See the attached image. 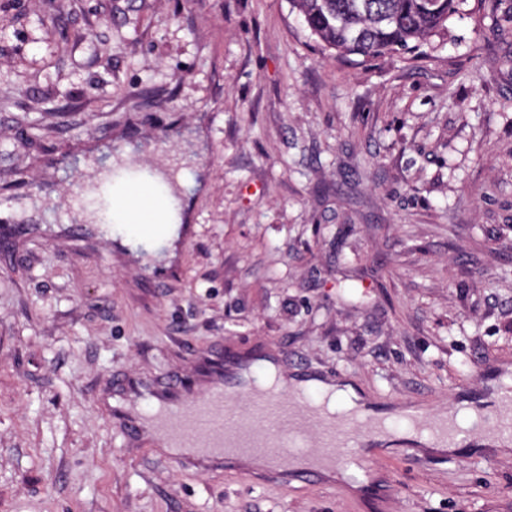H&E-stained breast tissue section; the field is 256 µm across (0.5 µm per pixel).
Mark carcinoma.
<instances>
[{"mask_svg":"<svg viewBox=\"0 0 512 512\" xmlns=\"http://www.w3.org/2000/svg\"><path fill=\"white\" fill-rule=\"evenodd\" d=\"M311 36L337 54L365 59L426 44L461 0H290Z\"/></svg>","mask_w":512,"mask_h":512,"instance_id":"1","label":"carcinoma"}]
</instances>
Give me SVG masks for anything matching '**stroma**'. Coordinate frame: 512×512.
Listing matches in <instances>:
<instances>
[{
	"mask_svg": "<svg viewBox=\"0 0 512 512\" xmlns=\"http://www.w3.org/2000/svg\"><path fill=\"white\" fill-rule=\"evenodd\" d=\"M461 10L361 62L289 0H0V512H512V452L473 442L387 444L354 491L121 424L270 351L397 429L512 384V32ZM117 138L201 142L156 284L76 218Z\"/></svg>",
	"mask_w": 512,
	"mask_h": 512,
	"instance_id": "obj_1",
	"label": "stroma"
}]
</instances>
